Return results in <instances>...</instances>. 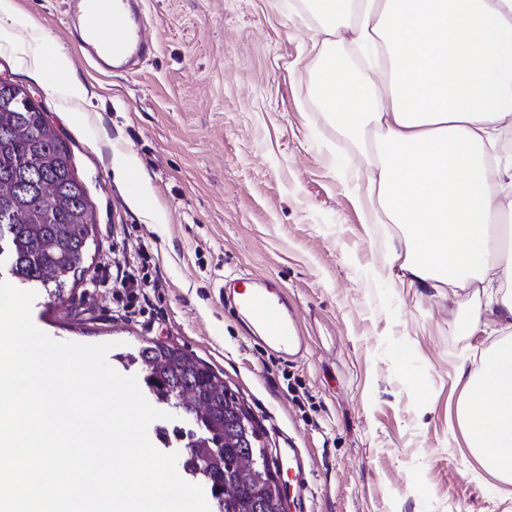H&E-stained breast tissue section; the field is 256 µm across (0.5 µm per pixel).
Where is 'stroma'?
<instances>
[{
    "label": "stroma",
    "instance_id": "obj_1",
    "mask_svg": "<svg viewBox=\"0 0 512 512\" xmlns=\"http://www.w3.org/2000/svg\"><path fill=\"white\" fill-rule=\"evenodd\" d=\"M0 79L21 85L66 140L96 249L62 299L38 292L52 338L107 343L143 378L149 341L209 365L260 423L270 455L295 442L305 487L284 512H512V483L469 451L459 365L504 334L473 325L472 290L409 286L403 230L359 208L365 161L322 112L306 0H145L157 51L138 73L87 62L61 0H4ZM62 51L60 76L38 71ZM141 175L130 186L125 171ZM159 277L132 311L115 268ZM272 278L309 347L279 362L225 304V281Z\"/></svg>",
    "mask_w": 512,
    "mask_h": 512
}]
</instances>
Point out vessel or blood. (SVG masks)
<instances>
[{
  "instance_id": "b4317fda",
  "label": "vessel or blood",
  "mask_w": 512,
  "mask_h": 512,
  "mask_svg": "<svg viewBox=\"0 0 512 512\" xmlns=\"http://www.w3.org/2000/svg\"><path fill=\"white\" fill-rule=\"evenodd\" d=\"M79 46L109 74L131 75L156 52L147 30L144 0H66ZM246 316L258 341L283 362L304 356L306 344L290 311L288 297L272 286L243 287L231 300Z\"/></svg>"
}]
</instances>
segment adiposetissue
I'll return each instance as SVG.
<instances>
[{"label": "adipose tissue", "instance_id": "ef3b65f1", "mask_svg": "<svg viewBox=\"0 0 512 512\" xmlns=\"http://www.w3.org/2000/svg\"><path fill=\"white\" fill-rule=\"evenodd\" d=\"M313 85L366 162L361 207L409 228L400 268L450 295L480 286L474 320L512 328V264L493 229L512 222V160L495 159L512 127V0H314ZM382 55L380 71L350 69L336 43ZM469 389L458 422L498 477L512 481V339L462 363Z\"/></svg>", "mask_w": 512, "mask_h": 512}]
</instances>
